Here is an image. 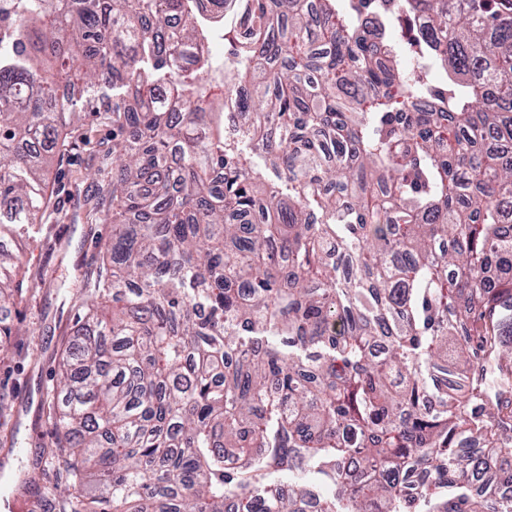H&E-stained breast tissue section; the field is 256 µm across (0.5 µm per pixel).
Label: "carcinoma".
<instances>
[{
  "instance_id": "carcinoma-1",
  "label": "carcinoma",
  "mask_w": 512,
  "mask_h": 512,
  "mask_svg": "<svg viewBox=\"0 0 512 512\" xmlns=\"http://www.w3.org/2000/svg\"><path fill=\"white\" fill-rule=\"evenodd\" d=\"M7 27L0 343L14 225L112 102L60 512H512V0H19Z\"/></svg>"
}]
</instances>
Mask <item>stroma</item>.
Wrapping results in <instances>:
<instances>
[{"mask_svg": "<svg viewBox=\"0 0 512 512\" xmlns=\"http://www.w3.org/2000/svg\"><path fill=\"white\" fill-rule=\"evenodd\" d=\"M77 146L63 160H50V215L18 241L24 271L39 276L14 313L19 328L0 350V393L13 413L0 425V462L6 478L42 462L39 490L54 500L55 489L68 479L61 458H48L54 445L48 415L49 392L55 382L61 351L73 332L77 308L73 296L87 275L98 272L101 248L109 234L106 224H89L85 204L107 197L112 181V127L89 114L74 131Z\"/></svg>", "mask_w": 512, "mask_h": 512, "instance_id": "obj_1", "label": "stroma"}]
</instances>
